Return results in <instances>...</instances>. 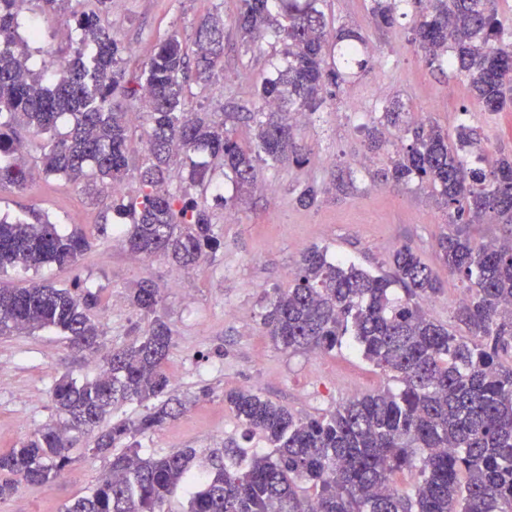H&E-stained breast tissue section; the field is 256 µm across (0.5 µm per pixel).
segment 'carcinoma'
Wrapping results in <instances>:
<instances>
[{"label":"carcinoma","instance_id":"carcinoma-1","mask_svg":"<svg viewBox=\"0 0 512 512\" xmlns=\"http://www.w3.org/2000/svg\"><path fill=\"white\" fill-rule=\"evenodd\" d=\"M43 13L68 12L69 59L35 71L28 39L19 29L25 4ZM235 24L250 46L273 42L285 66L265 77L247 112L216 119L189 112L191 83L212 82L224 58V21L209 14L196 31L195 58L175 32L129 78L130 49L102 23L112 0H0V191H20L34 175L62 177L90 195L111 194V207L128 223L117 238L144 258L163 257L193 269L223 242L216 209L228 204L225 187L243 195L262 167L309 161L294 113L317 106L371 64L366 37L353 30L329 37L326 0H239ZM498 0H371L379 29L412 18L411 41L441 75L460 78L484 111L512 105V27L498 18ZM142 118L135 126L131 114ZM72 118L69 131L57 122ZM404 103L386 101L365 127V148L384 147L386 134L404 130ZM250 136L244 138L239 127ZM42 137L40 164L26 160L21 131ZM144 144L131 163L134 139ZM458 146L440 126L412 130V140L390 157L381 176L395 186L431 189L450 231L438 240L441 259L462 284L454 312L458 330L433 319L424 304L440 291L418 255L403 245L391 272L375 274L312 248L293 280L273 289L262 314L272 342L288 352L330 353L351 343L365 360L400 383L397 392L354 396L332 411L298 416L247 389L224 396L225 406L257 436L261 452L231 439L196 468V450L140 453L136 436L163 427L184 403L165 398L173 330L157 314L160 289L149 280L130 295L150 320L147 333L104 356L100 373L79 382L61 376L51 389L58 420L35 430L20 447L0 452V503L22 484L60 477L72 451L94 433L95 456L108 470L65 512H163L182 486L185 512H512V237L476 242L471 224L512 226V155L491 169L469 167L459 150L479 133L461 123ZM199 190L190 197L174 180ZM135 182L133 193L112 187ZM295 201L314 204L321 189L296 187ZM33 221L0 217V273L21 267L74 269L91 248L81 231L63 233L45 214ZM99 294L80 277L58 288L33 281L0 286V336L61 332L79 352L100 351L103 324L91 311ZM157 404L134 419L101 428L114 407ZM415 472L407 491L397 476Z\"/></svg>","mask_w":512,"mask_h":512}]
</instances>
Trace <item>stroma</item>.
Wrapping results in <instances>:
<instances>
[{
	"instance_id": "obj_1",
	"label": "stroma",
	"mask_w": 512,
	"mask_h": 512,
	"mask_svg": "<svg viewBox=\"0 0 512 512\" xmlns=\"http://www.w3.org/2000/svg\"><path fill=\"white\" fill-rule=\"evenodd\" d=\"M238 0H112L105 22L147 59L160 39L178 32L193 43L201 18L210 13L224 20V60L215 85H192L188 106L198 112H243L249 109L253 83L266 76L271 48L244 50L234 27ZM41 30L30 45L34 69L52 65L70 31L69 14L26 11ZM327 16L334 26L361 32L372 65L326 100L301 135L311 148L309 164L263 171L257 189L223 210L218 223L224 248L214 262L191 270L166 259L143 263L138 256L96 234L98 225L119 223L108 200L94 201L59 177L36 179L23 193H0V214L44 211L62 232L80 228L93 235L94 245L80 263L87 287L99 291L94 317L103 319L106 348L143 336L149 322L130 304V294L145 279L163 290L160 313L174 331L167 364L172 397L185 400L184 412L160 430L139 437L143 452L167 453L196 449L199 458L239 438L241 429L224 405V394L250 389L300 416L334 410L350 394H372L390 387L380 369L353 348L331 353H288L265 336L261 315L266 292L286 287L301 252L313 245L371 269L387 265L391 253L410 245L442 283L428 305L430 315L454 327V312L463 292L456 276L438 256L437 242L447 232L444 213L431 192L410 184L395 188L374 179L388 161L382 154L366 157L362 127L374 119L371 106L402 99L411 121L431 120L453 129L462 107H470V124L481 138L480 150L465 148L467 159L483 154L492 167L499 152H512V112L491 115L477 108L463 82L444 81L433 73L411 41L409 20L379 31L369 0H330ZM359 177L346 192L331 185L348 170ZM325 188L311 207L294 201L293 188L307 182ZM235 316H225V309ZM100 356L75 353L59 333L43 330L27 336H0V452L19 446L38 428L56 421L50 389L63 374L82 380L94 377ZM107 460L74 451L65 473L40 486H20L0 512H63L65 504L93 486Z\"/></svg>"
}]
</instances>
